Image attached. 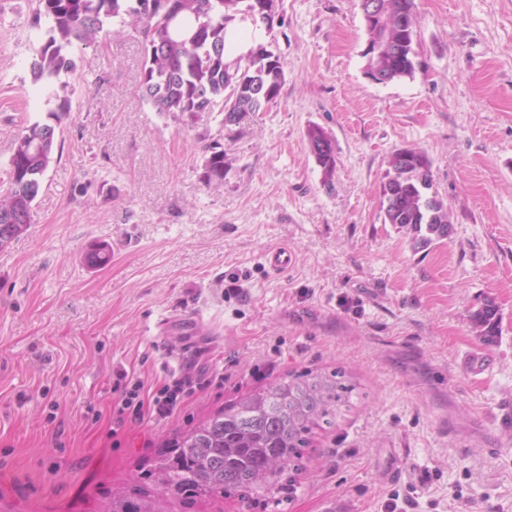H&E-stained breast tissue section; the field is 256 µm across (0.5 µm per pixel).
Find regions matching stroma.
Wrapping results in <instances>:
<instances>
[{"label": "stroma", "mask_w": 512, "mask_h": 512, "mask_svg": "<svg viewBox=\"0 0 512 512\" xmlns=\"http://www.w3.org/2000/svg\"><path fill=\"white\" fill-rule=\"evenodd\" d=\"M414 2L415 72L384 85L365 74L360 0H279L271 30L242 24L284 81L234 123L155 112L131 24L73 46L56 161L0 249V512H98L164 440L306 369L355 390L282 512H383L394 494L407 512H512V430L494 424L512 403V0ZM38 7L0 0V192L14 140L49 108L31 76ZM312 125L335 145L332 180ZM215 140L224 180L210 184ZM403 148L428 157L448 208L449 235L425 248L382 209ZM489 305L481 336L472 316ZM188 347L223 386L113 430L119 375L156 389ZM306 137L317 164L321 167L325 179L331 180L336 169V153L332 140L327 133L318 126L307 129ZM210 155L205 160V176L208 183L224 180V148L219 141L209 145Z\"/></svg>", "instance_id": "stroma-1"}]
</instances>
